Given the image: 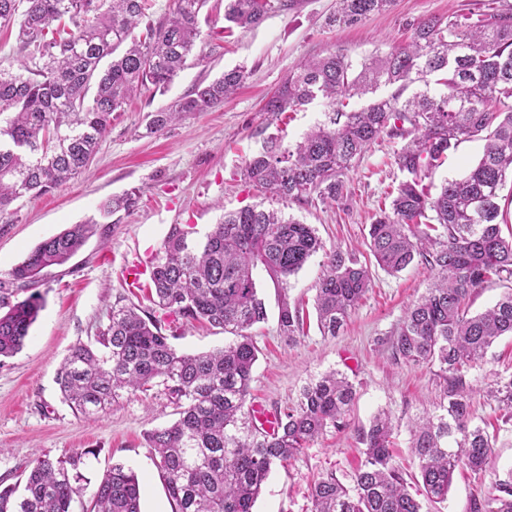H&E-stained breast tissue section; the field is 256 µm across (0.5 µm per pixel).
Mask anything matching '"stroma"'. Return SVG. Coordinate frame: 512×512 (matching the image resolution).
I'll use <instances>...</instances> for the list:
<instances>
[{"label":"stroma","instance_id":"obj_1","mask_svg":"<svg viewBox=\"0 0 512 512\" xmlns=\"http://www.w3.org/2000/svg\"><path fill=\"white\" fill-rule=\"evenodd\" d=\"M488 0H397L388 13L373 14L352 26H330L336 0H295L292 9L272 10L258 26L224 30V0H209L202 13L201 36L186 67L168 88L147 90L113 113L89 174L36 198H22L0 222V278L42 240L69 225L96 220L94 235L66 264L45 269L37 286L44 306L23 349L0 360V483L12 484L24 466L41 454L54 457L89 450L84 469L90 482L101 480L115 461L141 479L142 512H172L163 482L145 446V434L170 425L176 409L164 394L151 390L123 394L106 412L83 417L63 402L56 372L77 343L92 341L107 324V313L121 297H130L127 269L152 259L174 224L195 225L206 233L225 213L246 206L274 207L270 196L245 183L246 159L277 139L291 148L314 125L326 122L320 99L295 112L261 113L264 97L300 62L342 50L356 63L385 54L406 37L410 21L451 15L472 16ZM243 68L248 77L223 105L188 112L156 135H146L148 113L167 107L224 72ZM395 143L381 139L345 177L344 197L330 205L313 199L284 206L285 215L311 225L325 247L355 252L368 259V226L386 193L403 175L393 163ZM135 195L130 210L103 219L110 199ZM323 254L314 255L288 280V298L307 318V334L288 342L278 326L277 290L264 272L255 275L267 309L265 322L251 335L260 350L250 398L267 408L296 403L310 380L336 368L354 382L357 397L346 427L328 429L310 448L275 467L254 512H311L313 482L334 474L352 486L361 463L359 429L381 410L400 426L394 450L410 492L419 485L418 461L409 447L407 424L434 410L443 397V381L434 369L393 360L382 341L398 326L409 303L433 281L429 267L416 264L397 275L374 269L372 286L336 335H322L314 297L323 271ZM512 374V337L499 339L469 379L479 393L472 399L474 421L497 438V472L512 469V422L500 424L496 402L481 391L497 376ZM496 474L475 476L456 470L447 502L428 512H468L471 499L494 491Z\"/></svg>","mask_w":512,"mask_h":512}]
</instances>
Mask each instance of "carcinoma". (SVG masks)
<instances>
[{
  "label": "carcinoma",
  "instance_id": "obj_1",
  "mask_svg": "<svg viewBox=\"0 0 512 512\" xmlns=\"http://www.w3.org/2000/svg\"><path fill=\"white\" fill-rule=\"evenodd\" d=\"M160 26L145 25L147 0H0V28L18 26V40L34 67L0 71V218L24 197L50 193L85 173L112 113L144 90L168 86L186 66L200 36L208 0H171ZM293 0H228L224 20L257 26L273 8ZM396 0H336L333 21L355 25ZM476 14L412 23L408 40L356 65L342 50L306 60L264 102L261 111L295 112L318 98L327 121L292 149L270 142L247 159L244 181L275 199L344 197V177L381 138L401 140L394 164L406 175L389 206L368 230L375 266L396 275L416 262L434 272L426 293L410 304L387 339L406 363L438 368L443 401L408 425L419 461L423 495L448 499L454 472L496 471V437L472 423L474 388L468 373L481 366L493 343L512 336V227L499 204L512 179V4ZM246 78L235 69L198 85L172 105L148 115L156 134L185 112H206L232 96ZM422 83L401 99L409 84ZM398 85L388 98L360 109L349 100ZM465 140L484 142L464 177L431 194L432 172ZM96 222L72 224L40 242L0 279V358L20 352L43 308L34 288L44 269L67 262ZM189 224H173L150 265V302L144 309L116 301L95 343L75 345L56 374L64 401L84 416L104 412L122 393L155 386L176 406L171 425L145 435L173 512H253L273 467L285 466L328 429L346 425L356 398L349 377L331 369L308 383L297 403L274 409L268 433L247 406L259 349L249 330L267 318L254 272L262 269L279 292L278 324L295 341L304 318L290 305L287 285L308 260L324 252L315 310L320 332L334 336L356 310L372 281L371 266L353 253L324 249L315 230L276 210L246 206L194 238ZM508 291L489 309L470 313L471 296L493 283ZM27 293L23 299L21 293ZM178 323L205 321L235 336L224 348L188 354L170 342L156 310ZM487 396L512 420V375L493 381ZM395 425L387 412L360 430L363 459L348 488L328 473L311 488L312 512H424L391 451ZM88 451L54 458L43 454L20 481L0 484V512H73L88 479ZM497 494L475 498L469 512H512V469L495 475ZM92 512H141V486L121 461L97 484Z\"/></svg>",
  "mask_w": 512,
  "mask_h": 512
}]
</instances>
